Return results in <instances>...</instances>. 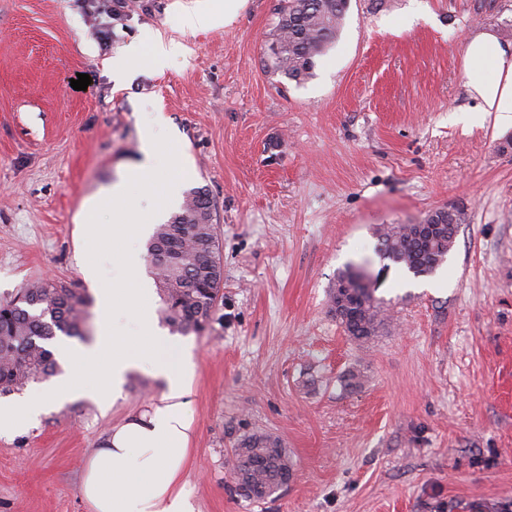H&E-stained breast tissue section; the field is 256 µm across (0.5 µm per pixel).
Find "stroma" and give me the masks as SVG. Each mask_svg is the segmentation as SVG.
Wrapping results in <instances>:
<instances>
[{
  "label": "stroma",
  "instance_id": "35a3bbf8",
  "mask_svg": "<svg viewBox=\"0 0 512 512\" xmlns=\"http://www.w3.org/2000/svg\"><path fill=\"white\" fill-rule=\"evenodd\" d=\"M185 2L130 0L117 17L111 0H0V303L50 277L86 298L100 334L98 290L125 285L115 249L133 240L99 252L92 288L81 210L141 161L140 131L163 113L166 165L208 190L224 264L213 322L185 337L183 480L199 512H512V129L481 118L462 52L484 30L512 43V0H350L300 86L262 66L273 0L208 32L184 27ZM149 31L185 53L117 82ZM443 207L468 219L433 274L381 255L380 227ZM352 265L389 318L363 345L330 308ZM162 389L136 371L114 405L79 396L1 435L0 512H87L86 458ZM254 433L294 463L262 501L231 478Z\"/></svg>",
  "mask_w": 512,
  "mask_h": 512
}]
</instances>
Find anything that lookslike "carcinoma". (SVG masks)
<instances>
[{
	"label": "carcinoma",
	"instance_id": "obj_1",
	"mask_svg": "<svg viewBox=\"0 0 512 512\" xmlns=\"http://www.w3.org/2000/svg\"><path fill=\"white\" fill-rule=\"evenodd\" d=\"M350 0H276L269 42L278 51L265 68L300 86L336 42ZM212 202L202 188L191 190L181 212L154 228L147 257L163 303L162 322L173 334L201 333L220 298L224 269L220 259ZM466 213L455 209L437 220L433 236L419 237L413 224H391L379 231L384 256L418 275L432 271L451 249ZM375 289L347 270L336 278L332 310L356 342L377 335L385 320ZM87 302L53 281L27 284L0 305V397L20 393L30 383L60 372L49 343L60 332L87 339ZM293 462L281 444L253 434L235 449V489L245 498L265 499L288 485Z\"/></svg>",
	"mask_w": 512,
	"mask_h": 512
}]
</instances>
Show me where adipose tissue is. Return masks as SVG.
<instances>
[{
	"mask_svg": "<svg viewBox=\"0 0 512 512\" xmlns=\"http://www.w3.org/2000/svg\"><path fill=\"white\" fill-rule=\"evenodd\" d=\"M243 5L244 0H193L183 8L182 21L192 31L217 28L230 23ZM183 50L182 44L158 34L148 42L130 45L126 56L159 71ZM464 62L466 86L478 102L482 119L491 120L499 129L512 128V44L501 43L493 32H480L466 42ZM164 124L159 115L144 126L140 163L84 208L80 270L86 280L97 281L95 254L111 243L109 234L96 222L98 207L111 205L121 223L133 221L138 232L146 231L130 191L158 170L163 145L157 129ZM141 264L139 248L124 254L123 265L131 281L126 307H119L117 293L101 291L106 328L93 344L67 349V372L44 391L1 407L0 434L27 428L49 406L61 404L76 392L78 382H91L96 396L117 398L131 372L149 370L163 381L162 393L113 426L102 447L88 456L80 495L89 512H198L183 484L191 452L196 363L187 345L158 328L151 292L141 278Z\"/></svg>",
	"mask_w": 512,
	"mask_h": 512,
	"instance_id": "adipose-tissue-1",
	"label": "adipose tissue"
}]
</instances>
